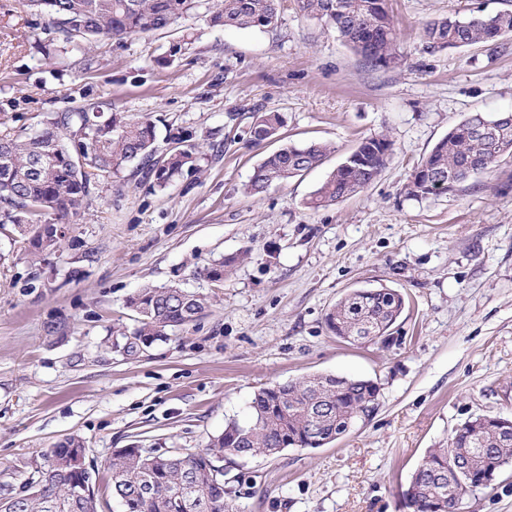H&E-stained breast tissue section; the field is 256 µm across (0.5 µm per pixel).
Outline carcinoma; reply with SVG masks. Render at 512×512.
<instances>
[{"instance_id": "obj_1", "label": "carcinoma", "mask_w": 512, "mask_h": 512, "mask_svg": "<svg viewBox=\"0 0 512 512\" xmlns=\"http://www.w3.org/2000/svg\"><path fill=\"white\" fill-rule=\"evenodd\" d=\"M283 0H214L209 21L226 30L266 29L277 22ZM301 12L335 29L341 40L367 62L385 68L400 64L397 33L385 0H297ZM25 6L48 18V24L70 41L90 49L101 41L147 35L167 29L197 6V0H25ZM512 35V10L476 13L467 18L446 16L423 27L433 50L493 44ZM486 137L473 133L470 120L455 124L414 168L403 186L412 199L452 191L470 177L469 167L492 168L512 157V123L494 119ZM284 125L279 112H261L250 128L255 142L272 137ZM84 136H78V133ZM156 125L149 117L124 112L103 113L95 102L46 116L42 129L23 139L0 136V224H12L32 251L51 254L60 247L54 227L66 224L88 198L101 177L118 176L134 164L144 178L164 189L184 171L196 168L195 145L179 132L169 134L172 149L154 159ZM393 142L385 135L363 139L328 175L308 200L319 209L349 198L371 185L384 171ZM327 147L316 142L285 145L253 171L244 191L258 195L272 183L286 184L322 164ZM236 257L203 267L206 278L224 277ZM140 316L128 334L112 335L128 356L139 353V341L167 339L169 333L194 321L206 308L199 295L179 287L140 289L129 299ZM405 308L404 296L392 288H360L336 302L326 314L327 327L343 334L390 337ZM379 387L368 379L334 375L263 387L251 402L252 421L229 422L207 448L196 453H162L122 448L108 463L112 496L132 499L131 512H229L224 469L216 461L258 454L276 456L287 448L317 449L337 440L339 427L372 416ZM452 445L465 460L473 482L496 475L512 461V437L488 423L473 433L463 426L453 432ZM83 447L78 436L30 463L26 482L15 489L0 484V512H97L95 487L73 494L80 475L69 449ZM448 470V449L432 448L411 475L419 512H455L465 497L458 479L439 482L434 474Z\"/></svg>"}]
</instances>
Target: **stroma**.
<instances>
[{"label":"stroma","mask_w":512,"mask_h":512,"mask_svg":"<svg viewBox=\"0 0 512 512\" xmlns=\"http://www.w3.org/2000/svg\"><path fill=\"white\" fill-rule=\"evenodd\" d=\"M401 62L374 67L296 0L274 28L227 30L199 7L149 36L65 41L46 17L0 0V123L33 133L47 113L98 102L152 116L199 147L195 170L166 188L135 169L98 181L55 254L33 256L0 227V482L80 436L99 512H123L106 464L122 448L197 452L260 388L316 374L378 383L368 421L318 449L225 465L230 512H413L403 497L427 450L484 415L512 420V158L453 191L402 187L454 124L512 113V36L434 51L424 24L512 0H386ZM51 40L47 57L37 41ZM284 126L250 139L258 113ZM387 135L382 175L319 209L309 196L366 137ZM326 144L304 176L247 196L254 168L282 146ZM233 256L214 283L202 268ZM203 295L205 311L135 356L112 328H135L145 285ZM387 286L406 308L388 342L351 344L325 317L351 290ZM465 512H512V465L466 495Z\"/></svg>","instance_id":"obj_1"}]
</instances>
